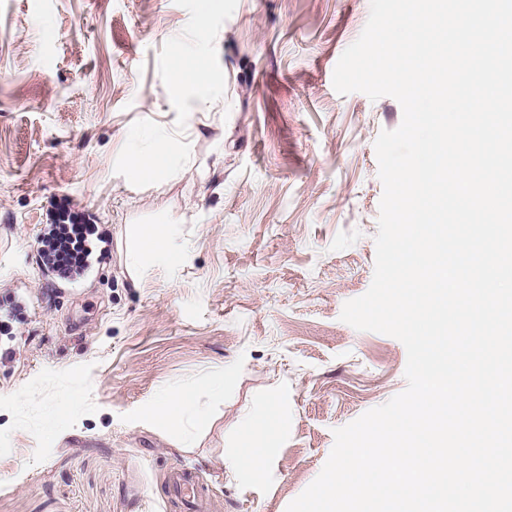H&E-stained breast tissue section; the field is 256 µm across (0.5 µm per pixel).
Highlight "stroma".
I'll return each instance as SVG.
<instances>
[{
  "label": "stroma",
  "mask_w": 512,
  "mask_h": 512,
  "mask_svg": "<svg viewBox=\"0 0 512 512\" xmlns=\"http://www.w3.org/2000/svg\"><path fill=\"white\" fill-rule=\"evenodd\" d=\"M369 13L370 0H0V301L42 300L0 334V512H187L176 468L196 473L209 512H286L334 429L405 389L404 345L340 319L374 272V142L403 117L392 97L333 88ZM162 140L171 173L155 182L128 156ZM54 215L101 227L112 257L53 291L34 253ZM145 224L185 260L133 265ZM182 384L195 395L179 437L147 409ZM271 399L288 419L274 452L230 468L242 421Z\"/></svg>",
  "instance_id": "stroma-1"
}]
</instances>
